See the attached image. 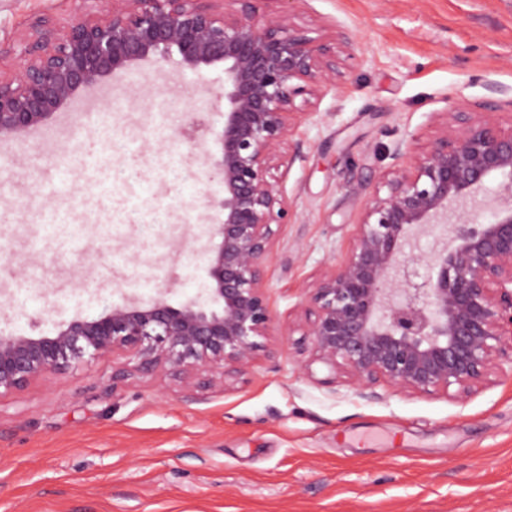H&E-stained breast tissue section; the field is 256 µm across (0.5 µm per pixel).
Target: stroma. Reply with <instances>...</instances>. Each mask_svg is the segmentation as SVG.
<instances>
[{"label":"stroma","instance_id":"35a3bbf8","mask_svg":"<svg viewBox=\"0 0 512 512\" xmlns=\"http://www.w3.org/2000/svg\"><path fill=\"white\" fill-rule=\"evenodd\" d=\"M103 0H0V74L33 26ZM298 23L360 49L281 185L291 203L267 266L276 321L242 380L166 369L112 381L105 356L0 398V512H512V376L466 402L387 391L368 401L298 369L307 290L348 249L393 139L427 140L438 113L512 98V0H299ZM224 71L131 70L41 154L0 149V332L50 335L122 297L173 306L210 285ZM105 166L92 180L82 160Z\"/></svg>","mask_w":512,"mask_h":512}]
</instances>
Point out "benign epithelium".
<instances>
[{"mask_svg":"<svg viewBox=\"0 0 512 512\" xmlns=\"http://www.w3.org/2000/svg\"><path fill=\"white\" fill-rule=\"evenodd\" d=\"M265 2L111 0L101 18L78 13L61 29L35 28L34 53L0 78V147L38 153L31 131L74 114L134 66L174 54L183 70L224 66L211 306L124 298L50 336L1 333L0 397L116 354L126 362L114 382L159 366L187 381L216 370L235 381L252 367L274 320L265 272L290 211L280 182L302 157L299 128L358 49L349 32L298 24V0H279L277 12ZM389 156L346 254L312 283L299 368L311 378L322 363L364 398L384 387L463 403L512 365V120L457 103L427 141L399 139ZM497 177L505 199L487 220L477 197ZM439 230L446 247L425 260L408 251L413 235Z\"/></svg>","mask_w":512,"mask_h":512,"instance_id":"1","label":"benign epithelium"}]
</instances>
